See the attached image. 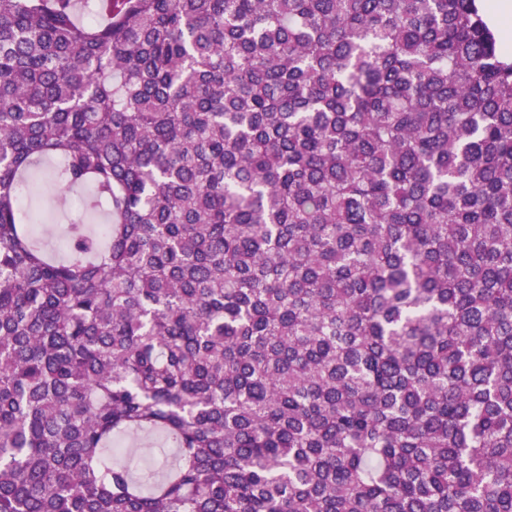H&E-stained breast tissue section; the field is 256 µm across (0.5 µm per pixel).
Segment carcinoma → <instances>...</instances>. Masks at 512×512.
I'll return each mask as SVG.
<instances>
[{
    "label": "carcinoma",
    "instance_id": "carcinoma-1",
    "mask_svg": "<svg viewBox=\"0 0 512 512\" xmlns=\"http://www.w3.org/2000/svg\"><path fill=\"white\" fill-rule=\"evenodd\" d=\"M0 512H512L476 0H0ZM55 194L56 192L53 187L46 183H39L37 189L32 193V197L36 198L38 202L37 206L41 209L49 210L53 214L54 221L48 224V228L51 229V233L49 234V243L53 248L60 250L61 240L59 237V228L63 221L61 212L53 202Z\"/></svg>",
    "mask_w": 512,
    "mask_h": 512
}]
</instances>
